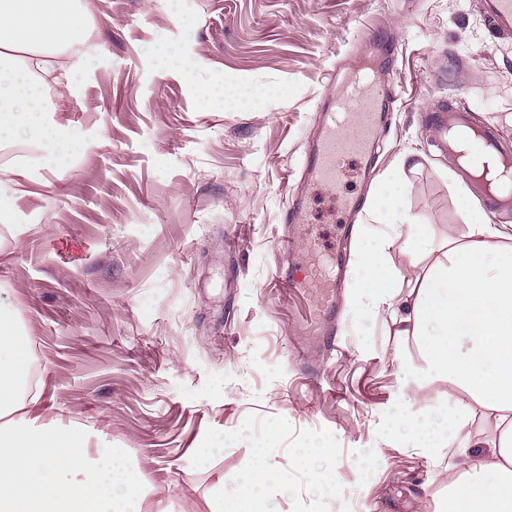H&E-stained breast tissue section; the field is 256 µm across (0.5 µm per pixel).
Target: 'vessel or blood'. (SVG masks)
<instances>
[{"label": "vessel or blood", "instance_id": "obj_1", "mask_svg": "<svg viewBox=\"0 0 512 512\" xmlns=\"http://www.w3.org/2000/svg\"><path fill=\"white\" fill-rule=\"evenodd\" d=\"M491 25L512 32V0H484ZM392 109L393 102L380 79L377 66L359 65L345 83L342 98L328 97L321 114V134L306 152L303 177L313 185L332 190L346 169L348 154H372L371 143L378 131V108ZM440 146L453 159H464L471 180L479 190L490 214L512 210V153L506 151L497 129L478 126L467 106L442 103L426 115ZM337 270L319 272L313 263L289 262L275 284L297 298H313L304 330L317 336L324 350L335 347L332 325L336 319V296L342 279L344 258H337Z\"/></svg>", "mask_w": 512, "mask_h": 512}]
</instances>
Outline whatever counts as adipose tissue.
I'll return each mask as SVG.
<instances>
[{"label": "adipose tissue", "mask_w": 512, "mask_h": 512, "mask_svg": "<svg viewBox=\"0 0 512 512\" xmlns=\"http://www.w3.org/2000/svg\"><path fill=\"white\" fill-rule=\"evenodd\" d=\"M85 0H0V149L14 155L0 167V224L9 225L17 180L39 168L63 166L83 135L48 116L47 87L57 97L76 90L85 56H59L85 38ZM468 233L448 239L414 284L384 275V252L361 256L365 298L401 337H413L423 364L407 363L419 384L443 378L457 396L445 411L417 420L410 410L398 433L421 448H445L444 512H512V231L486 223L468 189L458 194ZM388 243L412 259L430 225L392 206ZM29 331L0 304V512H143L152 492L124 453L94 448L70 428L38 423L42 398L27 382ZM494 426L472 427L475 409Z\"/></svg>", "instance_id": "adipose-tissue-1"}]
</instances>
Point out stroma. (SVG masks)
I'll return each instance as SVG.
<instances>
[{"label": "stroma", "instance_id": "35a3bbf8", "mask_svg": "<svg viewBox=\"0 0 512 512\" xmlns=\"http://www.w3.org/2000/svg\"><path fill=\"white\" fill-rule=\"evenodd\" d=\"M87 2L93 53L63 103L86 141L49 183L23 178L0 226V289L31 331L43 421L135 458L154 488L144 512L160 500L209 512L219 478L235 512L262 448L292 490L268 484L259 512H441L447 460L389 423L402 394L415 393L421 418L455 389L417 386L404 366L421 363L416 342L364 305L366 212L347 217L343 201L397 196L432 225L426 250L463 238L456 189L468 175L432 146L422 116L459 101L512 146V34L485 20L483 0ZM371 29L396 39L395 109L373 166L348 164L332 195L306 188L316 251L354 224L330 353L296 333L305 302L272 292L281 216L327 84L372 59ZM202 83L245 97L207 102ZM404 155L416 164L406 188H385ZM295 344L319 379L296 370ZM321 447L334 456L308 464L305 449ZM202 448L216 451L210 467Z\"/></svg>", "mask_w": 512, "mask_h": 512}]
</instances>
